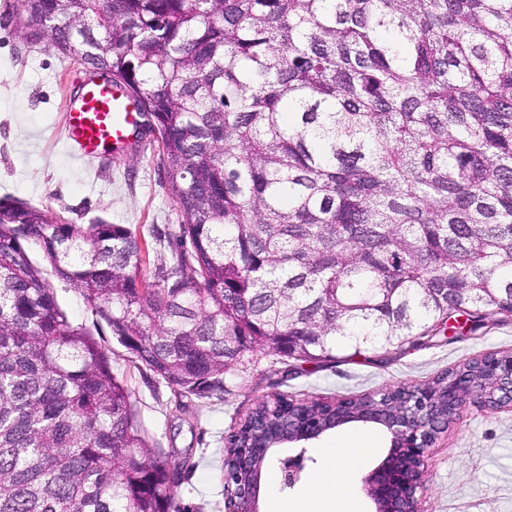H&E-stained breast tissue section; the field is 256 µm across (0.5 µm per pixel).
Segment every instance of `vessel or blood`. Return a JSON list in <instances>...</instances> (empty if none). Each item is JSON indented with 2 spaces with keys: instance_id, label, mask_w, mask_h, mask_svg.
<instances>
[{
  "instance_id": "1",
  "label": "vessel or blood",
  "mask_w": 512,
  "mask_h": 512,
  "mask_svg": "<svg viewBox=\"0 0 512 512\" xmlns=\"http://www.w3.org/2000/svg\"><path fill=\"white\" fill-rule=\"evenodd\" d=\"M138 123L130 94L113 83L90 80L67 103L63 135L77 155L94 158L123 149Z\"/></svg>"
}]
</instances>
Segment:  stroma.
Returning a JSON list of instances; mask_svg holds the SVG:
<instances>
[{
  "label": "stroma",
  "mask_w": 512,
  "mask_h": 512,
  "mask_svg": "<svg viewBox=\"0 0 512 512\" xmlns=\"http://www.w3.org/2000/svg\"><path fill=\"white\" fill-rule=\"evenodd\" d=\"M13 2L0 0V198L50 210L68 224L101 218L127 225L146 239L160 238L151 264L169 260L182 217L158 167L155 133L114 156L73 158L63 139V112L86 72L76 57L49 43H26L10 18ZM99 341L112 373L131 392L134 418L150 448L189 471L173 488L175 501L193 512H224L225 439L267 395L346 398L429 383L483 353L512 352V319L468 336L369 349L321 367L306 363L294 370L257 351L226 377L223 395L209 398L178 394L160 376L136 368L109 334ZM339 435L335 429L311 442L299 480L277 484L275 494L301 497L326 470L322 447ZM425 485L427 512H512V410L466 405L428 456Z\"/></svg>",
  "instance_id": "35a3bbf8"
}]
</instances>
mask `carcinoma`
<instances>
[{"label": "carcinoma", "instance_id": "1", "mask_svg": "<svg viewBox=\"0 0 512 512\" xmlns=\"http://www.w3.org/2000/svg\"><path fill=\"white\" fill-rule=\"evenodd\" d=\"M20 2L29 42L52 22L154 120L182 224L148 276L130 228L0 198V512H189L31 244L133 363L199 397L257 348L473 333L512 289V0Z\"/></svg>", "mask_w": 512, "mask_h": 512}]
</instances>
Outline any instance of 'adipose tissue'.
Listing matches in <instances>:
<instances>
[{"mask_svg": "<svg viewBox=\"0 0 512 512\" xmlns=\"http://www.w3.org/2000/svg\"><path fill=\"white\" fill-rule=\"evenodd\" d=\"M378 447L375 435L344 436L324 448L326 459L335 466L333 475L314 480L299 499H275L274 512H361L358 500L349 489L350 477L361 468ZM337 483L340 494L330 493V483Z\"/></svg>", "mask_w": 512, "mask_h": 512, "instance_id": "ef3b65f1", "label": "adipose tissue"}]
</instances>
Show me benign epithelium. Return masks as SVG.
Returning <instances> with one entry per match:
<instances>
[{
    "mask_svg": "<svg viewBox=\"0 0 512 512\" xmlns=\"http://www.w3.org/2000/svg\"><path fill=\"white\" fill-rule=\"evenodd\" d=\"M476 361L482 373L448 375L444 396L431 383L406 392L393 408L386 409L369 393L354 400L342 399L344 409L318 425L308 418L288 422L278 432H261L251 442L233 450L224 473V512H259L260 464L283 444H301L328 430L351 423L379 426L387 435L389 449L382 461L363 478V489L374 512H425L424 468L431 448L448 432L460 410L473 400L495 412L512 409V353L487 352ZM452 415L440 414L439 401ZM302 471L299 457L281 460L282 480L294 484Z\"/></svg>",
    "mask_w": 512,
    "mask_h": 512,
    "instance_id": "1",
    "label": "benign epithelium"
}]
</instances>
